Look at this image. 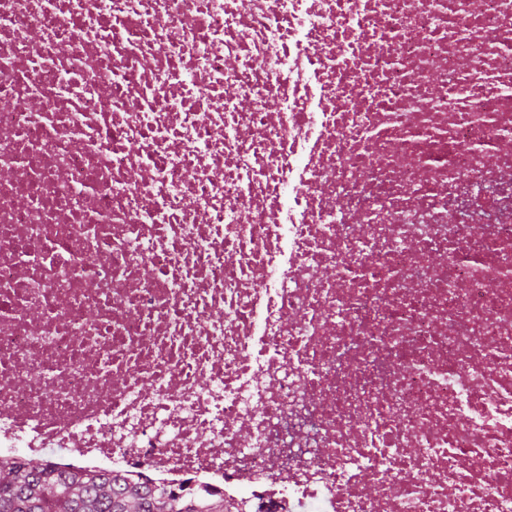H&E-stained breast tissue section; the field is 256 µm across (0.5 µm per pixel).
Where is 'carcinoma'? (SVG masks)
Instances as JSON below:
<instances>
[{
	"mask_svg": "<svg viewBox=\"0 0 512 512\" xmlns=\"http://www.w3.org/2000/svg\"><path fill=\"white\" fill-rule=\"evenodd\" d=\"M0 512H226L224 497L177 495L147 480L46 461L0 462Z\"/></svg>",
	"mask_w": 512,
	"mask_h": 512,
	"instance_id": "cac0c4a2",
	"label": "carcinoma"
}]
</instances>
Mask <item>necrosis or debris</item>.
<instances>
[{
	"instance_id": "obj_1",
	"label": "necrosis or debris",
	"mask_w": 512,
	"mask_h": 512,
	"mask_svg": "<svg viewBox=\"0 0 512 512\" xmlns=\"http://www.w3.org/2000/svg\"><path fill=\"white\" fill-rule=\"evenodd\" d=\"M229 512H512V0H0V458Z\"/></svg>"
}]
</instances>
